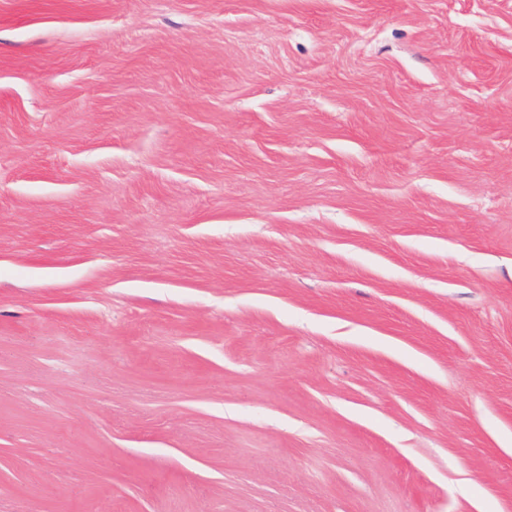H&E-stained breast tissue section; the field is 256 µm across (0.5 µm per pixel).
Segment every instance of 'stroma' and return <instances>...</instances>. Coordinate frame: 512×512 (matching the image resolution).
Returning a JSON list of instances; mask_svg holds the SVG:
<instances>
[{
    "label": "stroma",
    "instance_id": "obj_1",
    "mask_svg": "<svg viewBox=\"0 0 512 512\" xmlns=\"http://www.w3.org/2000/svg\"><path fill=\"white\" fill-rule=\"evenodd\" d=\"M0 512H512V0H0Z\"/></svg>",
    "mask_w": 512,
    "mask_h": 512
}]
</instances>
